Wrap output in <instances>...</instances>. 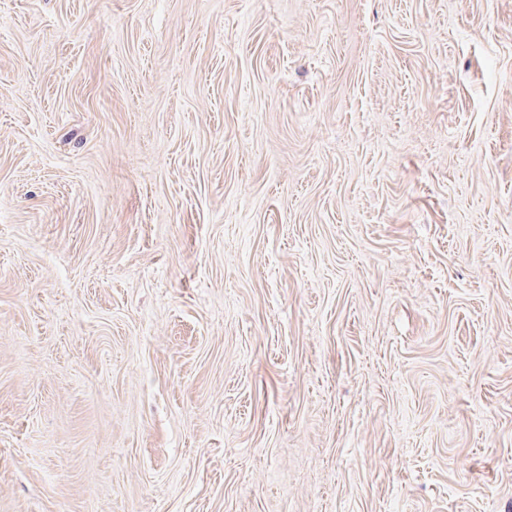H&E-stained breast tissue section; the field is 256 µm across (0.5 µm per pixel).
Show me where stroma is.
I'll list each match as a JSON object with an SVG mask.
<instances>
[{
    "label": "stroma",
    "instance_id": "obj_1",
    "mask_svg": "<svg viewBox=\"0 0 512 512\" xmlns=\"http://www.w3.org/2000/svg\"><path fill=\"white\" fill-rule=\"evenodd\" d=\"M0 512H512V0H0Z\"/></svg>",
    "mask_w": 512,
    "mask_h": 512
}]
</instances>
